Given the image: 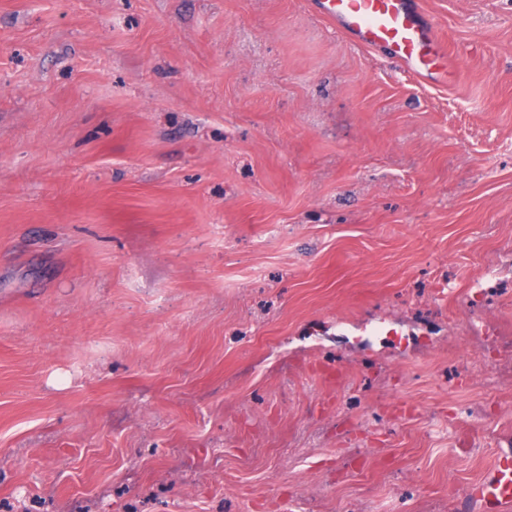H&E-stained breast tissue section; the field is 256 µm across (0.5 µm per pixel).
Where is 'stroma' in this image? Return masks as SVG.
I'll return each mask as SVG.
<instances>
[{
    "instance_id": "1",
    "label": "stroma",
    "mask_w": 512,
    "mask_h": 512,
    "mask_svg": "<svg viewBox=\"0 0 512 512\" xmlns=\"http://www.w3.org/2000/svg\"><path fill=\"white\" fill-rule=\"evenodd\" d=\"M429 87L306 0H0V512H481L512 449V0Z\"/></svg>"
}]
</instances>
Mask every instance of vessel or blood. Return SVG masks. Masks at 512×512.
Instances as JSON below:
<instances>
[{"label": "vessel or blood", "instance_id": "1", "mask_svg": "<svg viewBox=\"0 0 512 512\" xmlns=\"http://www.w3.org/2000/svg\"><path fill=\"white\" fill-rule=\"evenodd\" d=\"M323 21L359 46L395 60L421 83L445 86L459 73L458 60L421 0H309ZM487 512H512V454L497 456L492 472L469 489Z\"/></svg>", "mask_w": 512, "mask_h": 512}]
</instances>
